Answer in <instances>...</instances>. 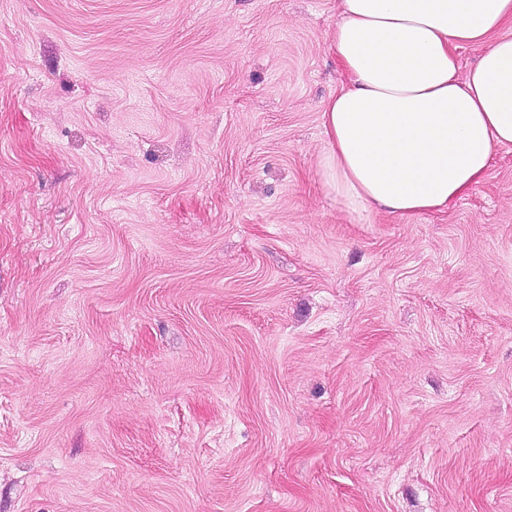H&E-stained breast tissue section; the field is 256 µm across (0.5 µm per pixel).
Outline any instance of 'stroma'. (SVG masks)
I'll return each mask as SVG.
<instances>
[{
  "instance_id": "obj_1",
  "label": "stroma",
  "mask_w": 512,
  "mask_h": 512,
  "mask_svg": "<svg viewBox=\"0 0 512 512\" xmlns=\"http://www.w3.org/2000/svg\"><path fill=\"white\" fill-rule=\"evenodd\" d=\"M339 0H0V512H512V145L324 178Z\"/></svg>"
}]
</instances>
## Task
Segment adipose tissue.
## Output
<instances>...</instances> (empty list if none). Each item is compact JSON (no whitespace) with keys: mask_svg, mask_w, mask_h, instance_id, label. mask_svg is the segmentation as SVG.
<instances>
[{"mask_svg":"<svg viewBox=\"0 0 512 512\" xmlns=\"http://www.w3.org/2000/svg\"><path fill=\"white\" fill-rule=\"evenodd\" d=\"M324 174L357 206L444 210L512 145V0H340ZM484 44L466 77L458 48Z\"/></svg>","mask_w":512,"mask_h":512,"instance_id":"ef3b65f1","label":"adipose tissue"}]
</instances>
